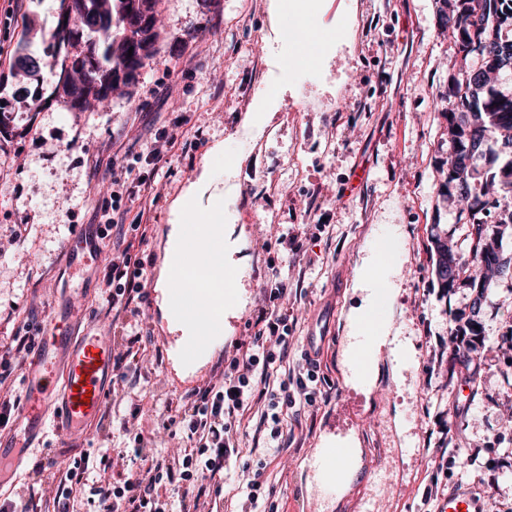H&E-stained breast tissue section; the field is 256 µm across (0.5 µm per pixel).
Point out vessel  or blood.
<instances>
[{
  "instance_id": "vessel-or-blood-1",
  "label": "vessel or blood",
  "mask_w": 512,
  "mask_h": 512,
  "mask_svg": "<svg viewBox=\"0 0 512 512\" xmlns=\"http://www.w3.org/2000/svg\"><path fill=\"white\" fill-rule=\"evenodd\" d=\"M333 38V32L323 28L319 20L298 28L292 17H285L279 47L290 75L316 74ZM69 250L98 257L102 254L103 242L100 236L80 225L69 239ZM75 315L71 308L58 311L41 329L26 384L29 406L17 422L20 432H35L49 423L57 433L76 437L102 410L112 379V341L106 330L98 326L87 327L81 336H71ZM374 360L368 331H358L351 337L346 353L348 375L365 376ZM358 455V449L339 443L332 448L318 449L311 456L309 467L324 498L346 497L348 467ZM475 508L471 492L459 489L441 498L438 512H474Z\"/></svg>"
}]
</instances>
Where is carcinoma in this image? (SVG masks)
Here are the masks:
<instances>
[{
    "label": "carcinoma",
    "instance_id": "1",
    "mask_svg": "<svg viewBox=\"0 0 512 512\" xmlns=\"http://www.w3.org/2000/svg\"><path fill=\"white\" fill-rule=\"evenodd\" d=\"M439 19L451 30L464 66L448 85V143L451 147L448 175L442 194L452 200L466 199L456 222L463 223L464 237L449 247L440 235L432 238V253L442 248L448 254V272L437 276L444 295L450 297L462 286L483 303L491 301L499 282L508 280L500 270V256L512 251V152L500 145L512 144V91L502 90L499 80L512 78V69L502 67L504 56L512 57V0H440ZM157 0H60L58 21L52 35L60 47L82 40L94 55L87 70L70 63L62 66L57 85L63 102L72 109L100 106L112 93L131 80L127 74L142 68L157 53V32L143 38L140 25L157 17ZM493 209L500 219L487 223ZM481 308L471 316L455 315L451 335L458 338L450 353L451 366L464 370L474 383L481 375L484 325Z\"/></svg>",
    "mask_w": 512,
    "mask_h": 512
}]
</instances>
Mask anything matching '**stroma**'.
<instances>
[{
    "label": "stroma",
    "mask_w": 512,
    "mask_h": 512,
    "mask_svg": "<svg viewBox=\"0 0 512 512\" xmlns=\"http://www.w3.org/2000/svg\"><path fill=\"white\" fill-rule=\"evenodd\" d=\"M323 21L340 31L330 51L345 70L323 65L317 77L289 82L284 106L262 136L243 122L254 96L275 81L282 63L266 24L267 0H159L158 53L108 109L71 110L54 89L67 56L80 43L55 47L59 0H22L9 13L0 0V357L19 331L38 335L61 306L77 303L87 324L111 328L102 303V270L112 258L71 256L74 225L102 221L113 177L126 168L155 173L160 197L145 241L134 242L148 292L140 319L151 334L130 375L133 400L102 412L80 447L45 430L32 437L20 465L0 475V504L24 512L29 487L56 491L68 468L96 460L107 445H129L121 423L143 431L149 447L170 454L184 445L163 426L183 411L197 387L216 381L225 355L249 344L275 270L288 274L294 319L288 353L297 365L315 347L323 401L283 413L286 444L276 460L254 447L259 415L243 418L240 455L213 480L216 512H239L243 472H262L264 512H314L317 487L306 463L313 449L342 434L377 462L391 512H436L438 496L469 489L488 512H512V427L498 416L512 403V360L495 353L512 333V306L492 300L484 312V369L478 385L438 362L451 348L449 315L466 310L470 291L443 296L433 275L431 239L456 230V209L441 192L448 171V83L461 64L439 23L438 0H317ZM43 59L38 76L17 66L19 46ZM180 145L157 168L139 162L158 129ZM223 142L224 154L210 149ZM209 165L211 192L227 207L224 235L235 248L246 302L230 333L195 371L177 366V340L153 290L168 230L169 205L188 171ZM306 225L294 246L283 228ZM399 241L406 263L395 281V325L411 337L415 371L405 383L381 363L370 393L345 382L342 349L347 314L360 296L353 271L376 238ZM446 461L434 462L437 449ZM53 468L40 470L44 461Z\"/></svg>",
    "instance_id": "1"
}]
</instances>
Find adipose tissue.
Masks as SVG:
<instances>
[{"mask_svg": "<svg viewBox=\"0 0 512 512\" xmlns=\"http://www.w3.org/2000/svg\"><path fill=\"white\" fill-rule=\"evenodd\" d=\"M210 181L211 174L207 168L190 172L181 194L171 202V228L155 284L165 300L186 284L196 286L197 295L190 308L189 325L183 333L187 337V345L200 348L206 354L211 352L216 342L215 333L223 328L227 316L226 311L216 308L213 290L223 288L225 301H232L237 281L236 267L224 258V201L215 198L207 206L199 204ZM188 224L202 225L203 230L198 236H187L184 227ZM187 252L193 254L194 263L186 275L176 276L173 268ZM387 264L403 267L401 253L394 251L378 258H363L354 277V286L362 291L363 297L360 304L350 310L347 320L353 330L365 322L379 320L380 325L373 333L375 350L378 357L394 362L399 356L412 353L413 346L409 338L392 330V305L400 290L385 278L383 267Z\"/></svg>", "mask_w": 512, "mask_h": 512, "instance_id": "adipose-tissue-1", "label": "adipose tissue"}]
</instances>
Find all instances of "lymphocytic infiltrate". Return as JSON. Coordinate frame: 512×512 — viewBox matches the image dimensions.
<instances>
[{"instance_id": "f902f5d3", "label": "lymphocytic infiltrate", "mask_w": 512, "mask_h": 512, "mask_svg": "<svg viewBox=\"0 0 512 512\" xmlns=\"http://www.w3.org/2000/svg\"><path fill=\"white\" fill-rule=\"evenodd\" d=\"M131 264L132 255L124 249L103 269L108 310L113 320L120 322L124 341L122 350L113 355L112 390L116 393L132 388L133 349L151 339L138 319L145 295L142 285L133 280ZM287 298V277L275 276L267 306L254 323L251 346L228 358L222 382L195 391L180 420L175 421L176 430L189 440V448L166 460L148 452L143 433L134 434L130 454L138 466L95 488L102 512H170V500L175 496L180 499L179 512H205L210 481L223 475L226 464L240 454L241 420L255 399L267 402L257 432H268L269 447L281 450L279 406L301 400L311 407L320 394L313 360L287 371L285 377L277 375L288 360L291 328ZM292 385L297 388L293 394L288 391Z\"/></svg>"}]
</instances>
